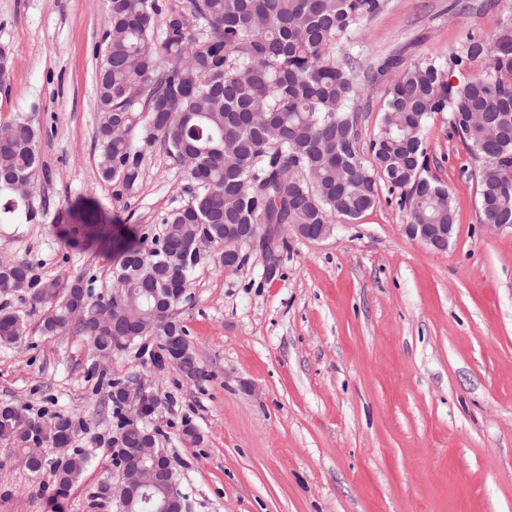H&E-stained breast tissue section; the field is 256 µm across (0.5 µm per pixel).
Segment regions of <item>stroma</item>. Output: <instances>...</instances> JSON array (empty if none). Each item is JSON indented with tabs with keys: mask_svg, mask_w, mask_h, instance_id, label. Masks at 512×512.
Here are the masks:
<instances>
[{
	"mask_svg": "<svg viewBox=\"0 0 512 512\" xmlns=\"http://www.w3.org/2000/svg\"><path fill=\"white\" fill-rule=\"evenodd\" d=\"M512 0H383L382 10L341 36L337 61L356 60L359 130L369 144L395 77L448 57L467 34L492 38ZM110 24L108 0H0V48L11 73L0 119L35 117L44 165L30 197L33 221L0 223V258L21 259L44 278L95 277L109 287L101 245L63 238L70 208L99 205L113 234L157 225L196 190L183 168L132 133L141 153L133 195L117 196L98 168L96 73ZM428 175L456 211L447 251L412 238L396 195L322 240L290 239L273 278L259 252L234 268L207 246L177 319L204 376L154 366L131 349L102 360L83 337L40 332L0 347V403L32 412L65 408L83 420L95 456L67 501L90 495L112 471L116 434L100 377L137 381L159 401L151 424L173 457L189 512H512V228L482 220L475 162L448 113L427 122ZM201 436L192 447L182 429ZM0 445V505L46 512L49 474L33 476Z\"/></svg>",
	"mask_w": 512,
	"mask_h": 512,
	"instance_id": "35a3bbf8",
	"label": "stroma"
}]
</instances>
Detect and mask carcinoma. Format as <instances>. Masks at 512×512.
<instances>
[{
    "mask_svg": "<svg viewBox=\"0 0 512 512\" xmlns=\"http://www.w3.org/2000/svg\"><path fill=\"white\" fill-rule=\"evenodd\" d=\"M383 0H108L110 26L97 71L99 172L133 193L140 179V154L131 139L113 133L114 122L144 113L145 138L158 141L198 186L187 204L161 218L160 227H130L109 236L110 289L96 292L95 279H43L26 261L0 264V298L27 293L46 313L47 337L75 333L91 351L112 355L150 336H184L176 320L161 324L145 316L140 335L112 338L120 317L113 295L133 284L119 280L125 265L138 263L139 280L153 284L163 268L190 274L205 245H222L219 264L243 239L224 237L229 224H265L278 250L287 248L280 224L352 221L375 207L379 185L397 193L411 224H453L448 190L427 176L423 133L427 119L450 114V124L477 163L480 210L485 224H512V16L495 38L469 35L446 59L424 58L398 70L387 90L378 132L364 151L350 108L358 95L353 75L336 65V38L375 16ZM481 69L471 72L473 65ZM39 126L27 116L0 121V153L15 169L36 178L42 168ZM370 157H365V154ZM22 198L0 178V219L14 214ZM81 222L64 224L63 237L89 242L104 235L99 210L88 204ZM24 317L0 305V346L24 336ZM188 379L201 377L194 356L177 364ZM112 417L118 419L109 450L128 462L154 430L123 420L121 399L107 383ZM75 414L56 410L33 415L0 406V444L27 454L34 433L43 454L32 474L49 471L53 487L48 512H66L70 490L91 455L69 450L62 463L51 453L59 436L79 434Z\"/></svg>",
    "mask_w": 512,
    "mask_h": 512,
    "instance_id": "obj_1",
    "label": "carcinoma"
}]
</instances>
